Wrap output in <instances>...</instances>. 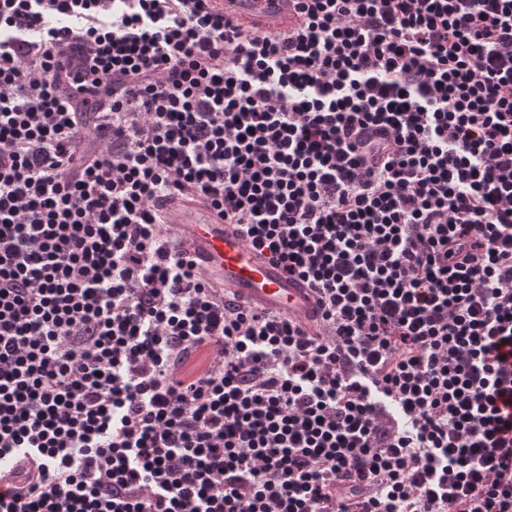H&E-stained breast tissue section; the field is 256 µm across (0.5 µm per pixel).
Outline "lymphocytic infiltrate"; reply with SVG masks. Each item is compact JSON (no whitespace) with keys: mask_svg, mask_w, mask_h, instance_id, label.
<instances>
[{"mask_svg":"<svg viewBox=\"0 0 512 512\" xmlns=\"http://www.w3.org/2000/svg\"><path fill=\"white\" fill-rule=\"evenodd\" d=\"M0 0V512H512V0ZM220 210L314 288L225 299ZM224 17L242 28L265 32H288L299 20L296 0H212ZM164 213L162 227L177 236L213 284L255 310L277 312L308 326L315 322L317 299L312 288L288 279L216 211L198 201L177 199L166 204Z\"/></svg>","mask_w":512,"mask_h":512,"instance_id":"f902f5d3","label":"lymphocytic infiltrate"}]
</instances>
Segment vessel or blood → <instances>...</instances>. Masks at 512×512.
I'll return each instance as SVG.
<instances>
[{
	"label": "vessel or blood",
	"instance_id": "b4317fda",
	"mask_svg": "<svg viewBox=\"0 0 512 512\" xmlns=\"http://www.w3.org/2000/svg\"><path fill=\"white\" fill-rule=\"evenodd\" d=\"M225 17L242 28L286 32L299 20L294 0H213ZM165 229L176 235L206 277L249 307L271 311L312 324L317 299L302 281L292 280L266 256L246 244L233 225L224 223L204 203L168 202Z\"/></svg>",
	"mask_w": 512,
	"mask_h": 512
}]
</instances>
